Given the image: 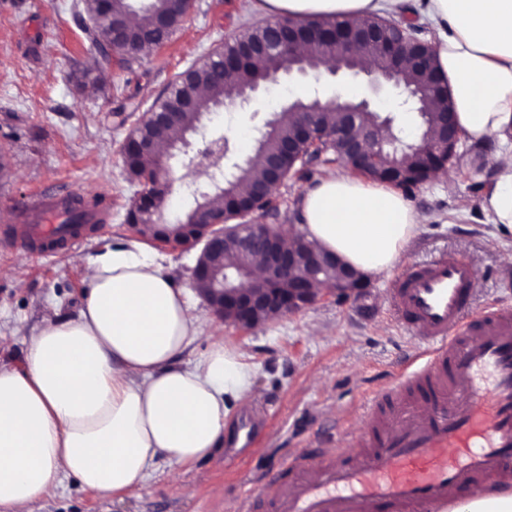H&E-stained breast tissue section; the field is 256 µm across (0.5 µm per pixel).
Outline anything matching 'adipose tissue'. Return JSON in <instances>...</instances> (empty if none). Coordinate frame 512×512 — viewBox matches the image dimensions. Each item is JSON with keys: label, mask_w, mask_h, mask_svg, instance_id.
<instances>
[{"label": "adipose tissue", "mask_w": 512, "mask_h": 512, "mask_svg": "<svg viewBox=\"0 0 512 512\" xmlns=\"http://www.w3.org/2000/svg\"><path fill=\"white\" fill-rule=\"evenodd\" d=\"M405 0H253L282 17L366 21L398 14ZM434 31L438 72L472 143L503 148L481 207L512 229V0H420ZM305 237L363 274L394 266L422 215L396 186L329 173L303 190ZM74 317H49L14 334L22 368L0 366V512H32L61 476L101 494L140 486L158 460L194 465L222 443L231 404L254 398V369L212 338L183 356L198 331L181 290L158 258L131 243L98 254Z\"/></svg>", "instance_id": "1"}]
</instances>
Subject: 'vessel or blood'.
<instances>
[{
  "mask_svg": "<svg viewBox=\"0 0 512 512\" xmlns=\"http://www.w3.org/2000/svg\"><path fill=\"white\" fill-rule=\"evenodd\" d=\"M62 191L32 198L33 221L16 234L26 249L74 248L64 234ZM475 265L439 255L414 265L390 291L398 322L418 346L398 377L365 408L369 428L349 453L312 449L242 498L239 512H445L449 500L512 485V313L468 316ZM244 419L227 443L255 445Z\"/></svg>",
  "mask_w": 512,
  "mask_h": 512,
  "instance_id": "b4317fda",
  "label": "vessel or blood"
}]
</instances>
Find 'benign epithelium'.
<instances>
[{
	"mask_svg": "<svg viewBox=\"0 0 512 512\" xmlns=\"http://www.w3.org/2000/svg\"><path fill=\"white\" fill-rule=\"evenodd\" d=\"M140 0H132L122 20L112 23V27L101 29L102 40L122 44L132 29V20L138 18ZM280 40V44L288 48L295 47L293 31L281 22L265 23ZM379 38V29L374 25L363 26L352 21L347 26L336 30V45L330 53L322 52V47L311 45L312 55L320 61V66L330 75L341 72L352 75L364 74L378 84H390L399 90V106L407 107L424 117L420 107L418 87L398 77L402 67L403 53L401 48L394 47L391 54L392 63L380 68L371 63L359 65L366 47ZM261 92V88H245L237 90L232 97L224 99L227 110L243 108L251 103ZM284 112H295L299 115L309 137L304 141H290L285 146L288 153L296 156L297 161L308 167L318 159L320 149L327 139L344 138L348 141L349 153L341 159V164L357 172L372 166L376 169L385 167L383 161L388 151H425L434 154L448 153L452 159L459 158L458 149L462 144V134L455 126L448 107L435 110L437 120L433 126L438 134L427 137L422 144L409 139L394 126V118L387 115L378 119L375 127H365L357 122L361 112H371L373 108L367 99L359 101H322L319 98L309 100H293L282 107ZM332 111L336 114V127L320 123L323 115ZM186 154L184 167L200 171L207 175L211 183L229 177L234 170L244 164L231 156L228 141L214 140L205 148L193 155ZM268 178L260 182L254 190L253 206L236 214L243 221L237 227V236L226 238L224 228V212L212 213L209 234L198 240L202 244L198 261L192 269L193 283L208 281L217 274L210 265L201 262L205 256L219 257L224 255V245L232 242L234 247L243 253L261 252L263 274L255 275L254 269H243L239 272L224 271V285L220 291L221 304L219 311L229 307L232 317L230 323L240 328H250L261 314L277 313L281 316L303 311L324 299L338 301L356 299L364 291L363 276L349 269H342V274L334 278H319L316 269L320 264L338 266L337 260L329 255L300 243L296 248L285 247L282 243V231L271 225L255 221L254 214L267 212V203L272 199L276 189L290 175L280 166L279 157H266ZM288 281V287H280L282 281ZM321 283L323 287L315 288L313 284Z\"/></svg>",
	"mask_w": 512,
	"mask_h": 512,
	"instance_id": "benign-epithelium-1",
	"label": "benign epithelium"
}]
</instances>
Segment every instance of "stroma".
<instances>
[{
    "label": "stroma",
    "mask_w": 512,
    "mask_h": 512,
    "mask_svg": "<svg viewBox=\"0 0 512 512\" xmlns=\"http://www.w3.org/2000/svg\"><path fill=\"white\" fill-rule=\"evenodd\" d=\"M79 0H0V333L36 328L43 318L74 315L87 288L85 270L111 243L139 242L158 256L177 287L187 294L199 335L185 361L200 357L210 337L247 355L255 370L256 400L264 422L249 457L228 459L216 449L197 465L172 470L160 463L142 487L103 496L74 480L33 512H238L245 492L261 473L276 470L290 452L316 446L347 447L364 426L362 413L374 393L396 384L416 344L395 319L388 298L393 283L419 262L448 253L478 258L477 310L512 309V232L492 223L481 208L493 176L498 144L463 143L457 163L406 191L424 217L395 265L368 278L356 300H324L303 311L249 329L217 320L196 293L191 270L198 248L160 247L139 239L125 222L135 198L121 148L132 129L121 112L134 99L146 112L175 75L198 63L225 38L264 16L252 0H193L181 27L164 48L139 61L96 66V52L83 32ZM98 67L99 84L81 90L79 70ZM365 98L394 117L406 135L419 131L417 114L396 107L398 92L367 79L323 75L317 84L269 85L250 110L217 109L189 137L192 149L226 138L238 156L251 154L272 112L288 98ZM483 152L484 166L471 159ZM75 196H100L102 226L72 252L31 253L15 245L12 227L25 223L31 195L53 183ZM24 273L23 285L10 277Z\"/></svg>",
    "instance_id": "stroma-1"
}]
</instances>
